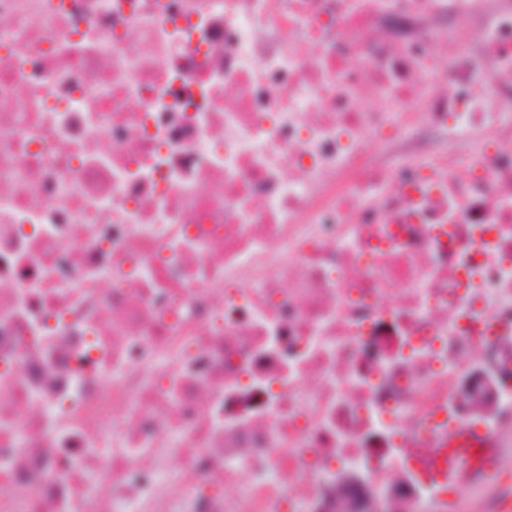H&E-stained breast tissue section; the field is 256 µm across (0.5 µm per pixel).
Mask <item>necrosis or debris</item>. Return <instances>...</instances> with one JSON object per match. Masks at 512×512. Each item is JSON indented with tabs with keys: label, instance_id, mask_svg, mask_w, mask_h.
<instances>
[{
	"label": "necrosis or debris",
	"instance_id": "4bbe7bcc",
	"mask_svg": "<svg viewBox=\"0 0 512 512\" xmlns=\"http://www.w3.org/2000/svg\"><path fill=\"white\" fill-rule=\"evenodd\" d=\"M512 0H0V512H500ZM487 448H481L484 452L478 455V448H449L448 447V470L443 466L438 471V479L451 482L453 478L462 471L475 469L479 463L483 465L484 471L492 465V459L498 452V448H490L493 440L489 436H481Z\"/></svg>",
	"mask_w": 512,
	"mask_h": 512
}]
</instances>
